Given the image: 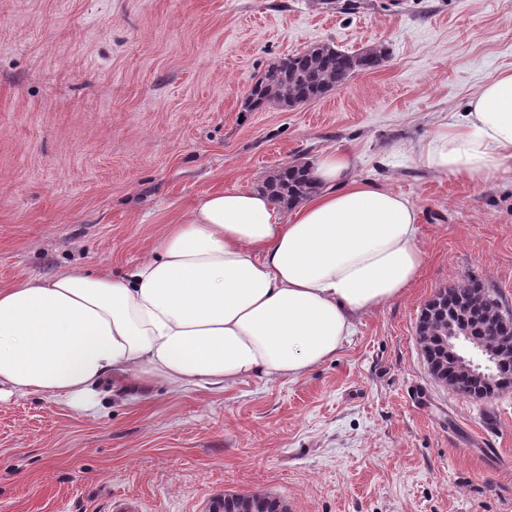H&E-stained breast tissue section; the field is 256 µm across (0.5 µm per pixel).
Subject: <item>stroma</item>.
Listing matches in <instances>:
<instances>
[{"label":"stroma","mask_w":512,"mask_h":512,"mask_svg":"<svg viewBox=\"0 0 512 512\" xmlns=\"http://www.w3.org/2000/svg\"><path fill=\"white\" fill-rule=\"evenodd\" d=\"M384 45L380 68L292 109L243 112L269 65L319 43ZM512 67V0H0V286L113 275L201 196L257 189L340 149L417 207L426 260L294 380L113 394L84 416L0 401V512H206L272 495L288 512H512V389L479 401L430 374L416 325L478 279L512 307V177L470 183L416 150Z\"/></svg>","instance_id":"1"}]
</instances>
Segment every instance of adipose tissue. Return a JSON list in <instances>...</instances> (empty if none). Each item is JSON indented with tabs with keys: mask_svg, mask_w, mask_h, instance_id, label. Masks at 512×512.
<instances>
[{
	"mask_svg": "<svg viewBox=\"0 0 512 512\" xmlns=\"http://www.w3.org/2000/svg\"><path fill=\"white\" fill-rule=\"evenodd\" d=\"M467 107L418 165L474 183L512 174V67ZM352 171L327 151L311 166L321 191L292 209L260 191L208 194L124 275L69 269L0 288V399L43 394L94 415L107 381L221 389L335 359L358 317L399 299L425 263L413 202Z\"/></svg>",
	"mask_w": 512,
	"mask_h": 512,
	"instance_id": "obj_1",
	"label": "adipose tissue"
}]
</instances>
